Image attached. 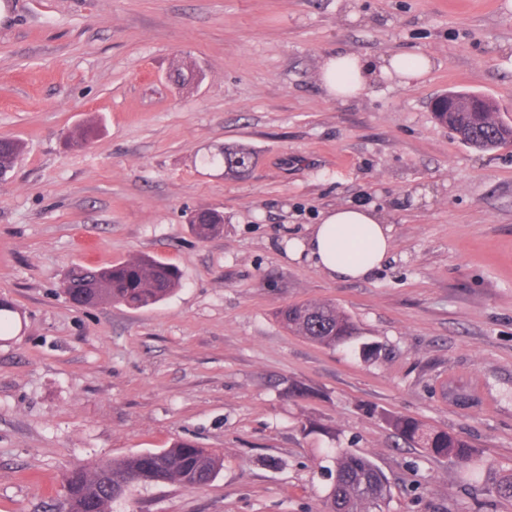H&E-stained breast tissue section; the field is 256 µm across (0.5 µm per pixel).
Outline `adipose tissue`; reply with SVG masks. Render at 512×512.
Returning a JSON list of instances; mask_svg holds the SVG:
<instances>
[{"mask_svg": "<svg viewBox=\"0 0 512 512\" xmlns=\"http://www.w3.org/2000/svg\"><path fill=\"white\" fill-rule=\"evenodd\" d=\"M430 67V58L423 54H395L374 64L352 53H336L324 59L319 80L330 98L345 101L368 92L381 76L397 71L411 81ZM389 231L385 217L375 207L349 204L322 212L300 250L330 277L363 280L389 256ZM359 248L364 258L353 257V250Z\"/></svg>", "mask_w": 512, "mask_h": 512, "instance_id": "adipose-tissue-1", "label": "adipose tissue"}]
</instances>
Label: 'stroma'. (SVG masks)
I'll list each match as a JSON object with an SVG mask.
<instances>
[{
  "mask_svg": "<svg viewBox=\"0 0 512 512\" xmlns=\"http://www.w3.org/2000/svg\"><path fill=\"white\" fill-rule=\"evenodd\" d=\"M337 52L432 68L342 103L318 79ZM449 90L512 122V0H0V137L25 144L0 183V512H56L69 469L177 440L221 455L217 477L135 486L112 512H321L332 448L383 471L390 512H512L487 491L512 472V145L440 125ZM233 145L254 154L245 176L203 164ZM350 203L391 228L374 274L293 258ZM200 209L223 213L220 236L197 239ZM145 254L179 272L159 304L64 297L71 267ZM319 301L380 357L277 316ZM387 413L465 437L476 479Z\"/></svg>",
  "mask_w": 512,
  "mask_h": 512,
  "instance_id": "stroma-1",
  "label": "stroma"
}]
</instances>
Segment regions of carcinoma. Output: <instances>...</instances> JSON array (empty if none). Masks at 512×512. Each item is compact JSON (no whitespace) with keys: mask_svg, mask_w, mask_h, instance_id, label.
Instances as JSON below:
<instances>
[{"mask_svg":"<svg viewBox=\"0 0 512 512\" xmlns=\"http://www.w3.org/2000/svg\"><path fill=\"white\" fill-rule=\"evenodd\" d=\"M460 139L480 150L512 144V125L492 122L483 112H441ZM0 168L11 170L21 156L17 141L0 140ZM252 153L243 146L226 147L203 157L205 164L224 166V172L243 175L249 167L243 160ZM189 224L197 237L208 240L223 232L224 215L213 209L191 214ZM63 285L80 307L117 303L133 310L151 307L178 286L174 266L160 259L141 256L98 269L77 266ZM287 329L323 347L350 344L359 339L358 328L345 312L329 302L288 305L278 311ZM387 424L406 442L427 454L454 460L477 470L479 459L473 445L445 430L426 426L416 418L382 415ZM223 466L222 458L207 448L186 441H175L168 448L129 455L91 466L73 468L64 474L60 506L69 512H110L112 502L123 498L135 484H179L197 489L211 482ZM329 483L324 500L325 512H387L391 497L389 482L370 459L338 450L323 466ZM501 499H512V473L502 476L491 487Z\"/></svg>","mask_w":512,"mask_h":512,"instance_id":"obj_1","label":"carcinoma"}]
</instances>
